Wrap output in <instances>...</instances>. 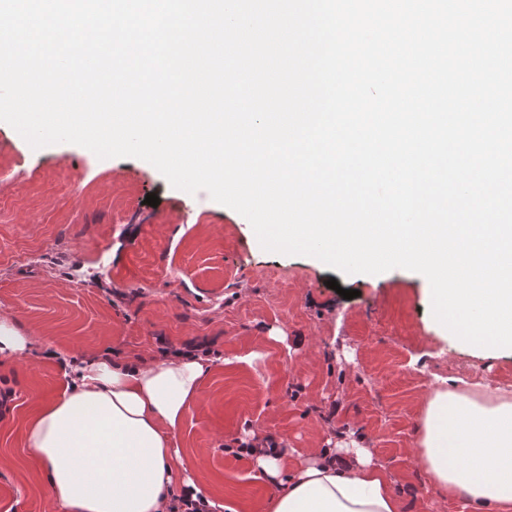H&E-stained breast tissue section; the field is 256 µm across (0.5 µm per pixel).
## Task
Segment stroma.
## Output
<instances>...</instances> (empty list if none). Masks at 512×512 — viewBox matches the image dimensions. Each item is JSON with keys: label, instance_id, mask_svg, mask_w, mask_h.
Here are the masks:
<instances>
[{"label": "stroma", "instance_id": "obj_1", "mask_svg": "<svg viewBox=\"0 0 512 512\" xmlns=\"http://www.w3.org/2000/svg\"><path fill=\"white\" fill-rule=\"evenodd\" d=\"M152 193L158 206L144 202ZM1 316L57 355L0 354V387L15 393L0 417V512H66L26 429L62 392L63 361L74 356L147 359L159 336L208 343L210 370L172 445L224 512H266L274 480L229 449L254 430L292 460L363 438L401 512H470L417 461L422 401L440 378L512 387V349L490 357L455 339L415 272L343 275L266 251L238 212L172 187L144 160H101L70 143L36 150L4 122Z\"/></svg>", "mask_w": 512, "mask_h": 512}]
</instances>
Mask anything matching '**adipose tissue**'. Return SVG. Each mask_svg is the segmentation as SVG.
<instances>
[{
    "label": "adipose tissue",
    "instance_id": "1",
    "mask_svg": "<svg viewBox=\"0 0 512 512\" xmlns=\"http://www.w3.org/2000/svg\"><path fill=\"white\" fill-rule=\"evenodd\" d=\"M209 355L132 363L75 359L60 395L43 402L28 440L52 496L68 512H168L176 487L192 486L171 436L198 395ZM418 455L434 484L473 512H512V390L460 378L431 391ZM255 464L284 477L267 512H400L385 470L358 439L308 449L296 466L250 432Z\"/></svg>",
    "mask_w": 512,
    "mask_h": 512
}]
</instances>
